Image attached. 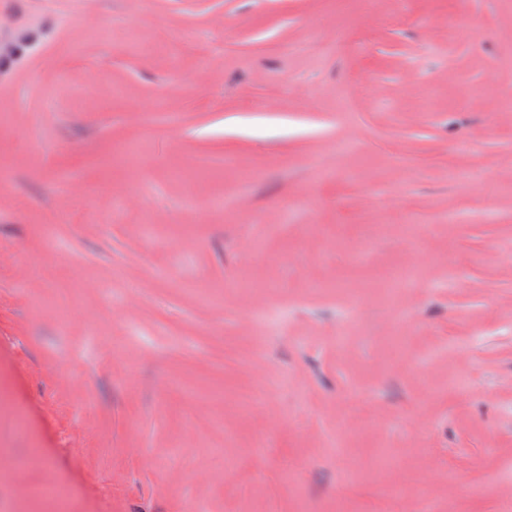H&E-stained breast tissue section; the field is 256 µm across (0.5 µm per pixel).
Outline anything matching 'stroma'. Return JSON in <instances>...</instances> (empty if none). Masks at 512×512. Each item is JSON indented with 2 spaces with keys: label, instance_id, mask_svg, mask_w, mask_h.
Segmentation results:
<instances>
[{
  "label": "stroma",
  "instance_id": "stroma-1",
  "mask_svg": "<svg viewBox=\"0 0 512 512\" xmlns=\"http://www.w3.org/2000/svg\"><path fill=\"white\" fill-rule=\"evenodd\" d=\"M1 47L0 453L41 463L0 512L52 485L63 512H405L381 491L419 481L435 512L512 503V0H0ZM77 272L99 320L57 326ZM412 270L409 268H396L392 270L382 281L381 290L385 294L390 306L398 303V291L412 280Z\"/></svg>",
  "mask_w": 512,
  "mask_h": 512
}]
</instances>
